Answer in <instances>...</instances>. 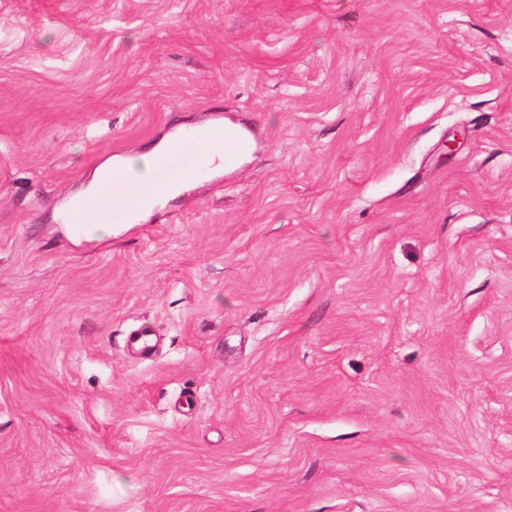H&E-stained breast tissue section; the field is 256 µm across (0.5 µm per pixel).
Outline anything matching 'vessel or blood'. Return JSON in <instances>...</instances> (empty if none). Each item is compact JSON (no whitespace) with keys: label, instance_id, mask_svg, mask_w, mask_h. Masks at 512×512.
<instances>
[{"label":"vessel or blood","instance_id":"b4317fda","mask_svg":"<svg viewBox=\"0 0 512 512\" xmlns=\"http://www.w3.org/2000/svg\"><path fill=\"white\" fill-rule=\"evenodd\" d=\"M244 140L245 136L241 132H224L217 127L205 132L180 135L177 143L162 151L149 176H113L104 188L105 193L114 200L111 210L101 209L97 199L93 198L72 210L67 220L72 224H91L102 219L116 223L133 221L137 214L152 203L160 186L171 180H190L205 176L206 167L200 149L202 142L223 143L225 155L232 158L238 155Z\"/></svg>","mask_w":512,"mask_h":512}]
</instances>
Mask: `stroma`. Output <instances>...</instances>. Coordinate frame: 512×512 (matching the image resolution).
Here are the masks:
<instances>
[{
  "label": "stroma",
  "instance_id": "35a3bbf8",
  "mask_svg": "<svg viewBox=\"0 0 512 512\" xmlns=\"http://www.w3.org/2000/svg\"><path fill=\"white\" fill-rule=\"evenodd\" d=\"M0 512H512V0H0ZM245 139L241 132L224 129L223 149L211 144L222 143V129L218 127H212L207 132L197 130L189 135L181 133L177 143L165 150L163 149L167 141L160 147L129 156L116 165L101 167L95 173L89 188V198L92 199L71 211L67 221L72 224H64L65 231L75 240L103 239L112 236L111 223H91L102 219L116 223L132 222L137 214L152 203L160 186L166 185L170 180H190L206 175L200 149L202 142H211L204 144L202 148L209 149L210 165L213 170H219L227 166L224 154L229 158L237 156ZM161 151L158 164L154 168L155 158ZM116 169L141 176L152 173L148 177L117 174L112 178V173ZM107 178L112 180L106 184L104 192L111 195L116 203L112 206V199L108 201L100 198L101 205L112 206L111 210L104 211L94 197L98 196L99 186Z\"/></svg>",
  "mask_w": 512,
  "mask_h": 512
}]
</instances>
